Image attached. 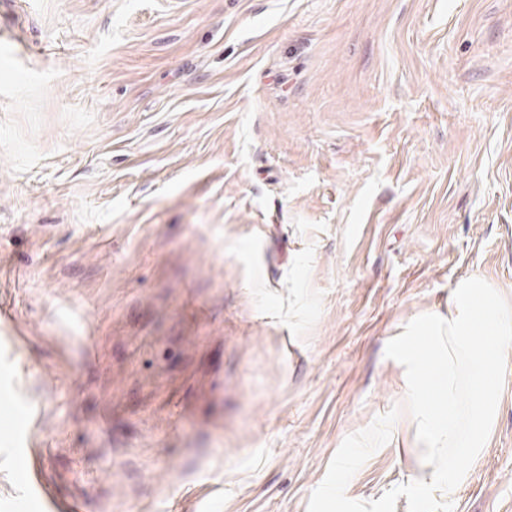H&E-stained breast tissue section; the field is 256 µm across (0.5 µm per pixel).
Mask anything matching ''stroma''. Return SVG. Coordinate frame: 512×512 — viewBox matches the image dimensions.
<instances>
[{"label":"stroma","instance_id":"1","mask_svg":"<svg viewBox=\"0 0 512 512\" xmlns=\"http://www.w3.org/2000/svg\"><path fill=\"white\" fill-rule=\"evenodd\" d=\"M0 512H307L418 469L387 343L512 304V0H0ZM35 464L41 485L27 480ZM453 512H512V370Z\"/></svg>","mask_w":512,"mask_h":512}]
</instances>
